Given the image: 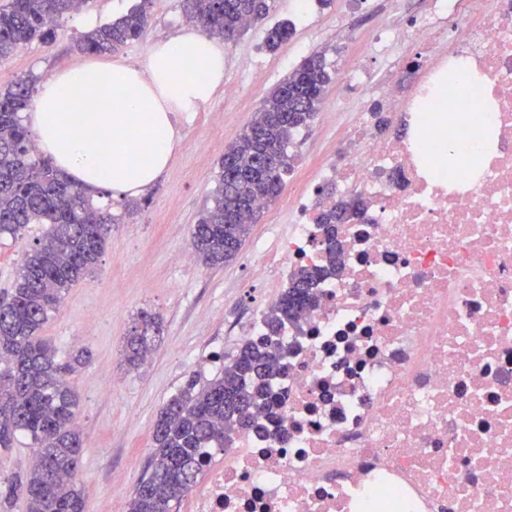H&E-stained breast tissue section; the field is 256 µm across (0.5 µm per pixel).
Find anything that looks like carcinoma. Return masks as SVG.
Wrapping results in <instances>:
<instances>
[{"mask_svg":"<svg viewBox=\"0 0 512 512\" xmlns=\"http://www.w3.org/2000/svg\"><path fill=\"white\" fill-rule=\"evenodd\" d=\"M86 0H8L0 6V59L36 39L55 36L59 21ZM185 16L210 36L233 42L246 23H263L273 0H180ZM151 0H138L125 15L83 35L78 49L106 55L140 38ZM291 35L285 23L266 30L265 46L277 49ZM332 80L326 52H315L266 98L254 120L224 149L216 185L191 232L195 256L206 266L229 263L239 253L260 213L273 201L292 168L288 154L295 131L309 126ZM35 93L34 80L18 79L0 92V236L17 238L31 224L41 237L26 251L18 276L0 297V448L18 434L29 438L33 463L23 480L10 486L27 512H84L77 486L86 440L78 427V399L67 380L90 361L80 350L65 362L38 336L70 288L91 274L118 217L95 206L59 172L51 159L35 157L23 124ZM364 201L342 200L323 210L328 264L305 268L263 312L266 334L241 344L220 374L200 383L192 375L157 414L154 451L138 482L129 512H179L201 474L210 450L233 445L255 409L270 405L267 383L281 372L276 335L314 304L313 289L340 265L336 225L360 218ZM159 314L143 310L125 336L123 358L130 369L144 364L162 334Z\"/></svg>","mask_w":512,"mask_h":512,"instance_id":"1","label":"carcinoma"}]
</instances>
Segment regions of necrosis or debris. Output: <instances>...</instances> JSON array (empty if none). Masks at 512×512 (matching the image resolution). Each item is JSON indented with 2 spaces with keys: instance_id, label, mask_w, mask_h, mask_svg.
Returning a JSON list of instances; mask_svg holds the SVG:
<instances>
[{
  "instance_id": "4bbe7bcc",
  "label": "necrosis or debris",
  "mask_w": 512,
  "mask_h": 512,
  "mask_svg": "<svg viewBox=\"0 0 512 512\" xmlns=\"http://www.w3.org/2000/svg\"><path fill=\"white\" fill-rule=\"evenodd\" d=\"M441 28L408 84L349 74L392 130L353 112L258 262L267 299L323 260L328 182L366 209L336 227L343 264L279 336L285 370L232 451L210 455L189 512H512V0H435ZM472 60L493 93L496 147L476 183L437 160L448 116L483 110L448 92Z\"/></svg>"
}]
</instances>
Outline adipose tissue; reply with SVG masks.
Listing matches in <instances>:
<instances>
[{
	"label": "adipose tissue",
	"mask_w": 512,
	"mask_h": 512,
	"mask_svg": "<svg viewBox=\"0 0 512 512\" xmlns=\"http://www.w3.org/2000/svg\"><path fill=\"white\" fill-rule=\"evenodd\" d=\"M223 81V49L190 29L155 43L139 66L95 60L56 71L27 122L38 149L85 195L136 196L170 163L175 113L198 111Z\"/></svg>",
	"instance_id": "adipose-tissue-1"
}]
</instances>
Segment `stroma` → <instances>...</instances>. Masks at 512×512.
<instances>
[{"label": "stroma", "mask_w": 512, "mask_h": 512, "mask_svg": "<svg viewBox=\"0 0 512 512\" xmlns=\"http://www.w3.org/2000/svg\"><path fill=\"white\" fill-rule=\"evenodd\" d=\"M136 0H86L60 21L55 41L32 42L13 56L0 59V92L19 78L42 82L57 70L90 59L78 51L86 34L85 16L106 24L122 15ZM345 0H275L271 22L290 24L292 34L277 50L263 44L265 30L256 25L224 46V81L234 85V99L216 90L198 112L177 114V140L165 174L146 192L137 209L124 201L105 199L118 215L107 246L93 274L66 295L58 313L41 334L59 354L88 349L90 362L71 382L80 400L79 421L87 446L79 485L84 512H128L139 478L152 453L153 423L162 406L193 373L212 377L220 356L240 345L227 326L247 319L263 290L253 268L257 244L271 241L288 222L290 197L310 176L331 145L335 131L325 113L346 119L354 93L346 76L357 64L373 74L399 79L422 62L416 38L376 44L380 24L410 28L416 17L430 11V0H401L393 15L377 16L370 0H356L355 25L359 41L343 43L336 28L348 8ZM150 20L141 37L117 52V59H146L152 45L174 36L184 26L178 0H152ZM326 51L333 64V81L309 127L294 136L293 168L284 189L264 209L236 258L220 267L199 261L184 263L178 256L191 242L190 234L214 186L224 147L255 118L269 90L316 51ZM266 78L256 82L253 73ZM42 231L31 225L23 238H0V292L15 281L24 253ZM159 313L163 334L149 364L126 367L121 358L124 338L142 310Z\"/></svg>", "instance_id": "1"}]
</instances>
